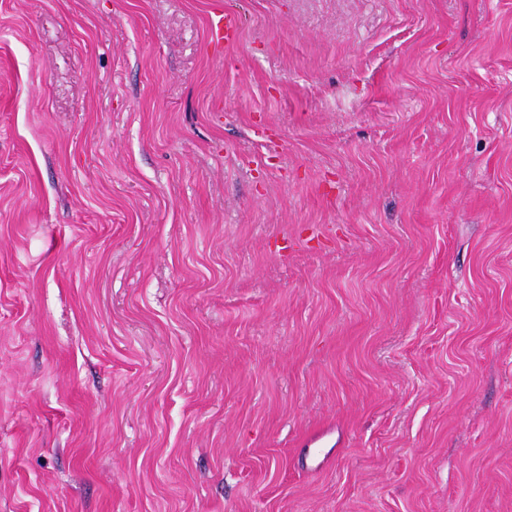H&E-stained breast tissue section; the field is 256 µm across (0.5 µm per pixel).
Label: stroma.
<instances>
[{"instance_id":"35a3bbf8","label":"stroma","mask_w":512,"mask_h":512,"mask_svg":"<svg viewBox=\"0 0 512 512\" xmlns=\"http://www.w3.org/2000/svg\"><path fill=\"white\" fill-rule=\"evenodd\" d=\"M0 512H512V0H0ZM239 30L237 16L222 8L216 9L209 18L210 40L216 44L233 45Z\"/></svg>"}]
</instances>
